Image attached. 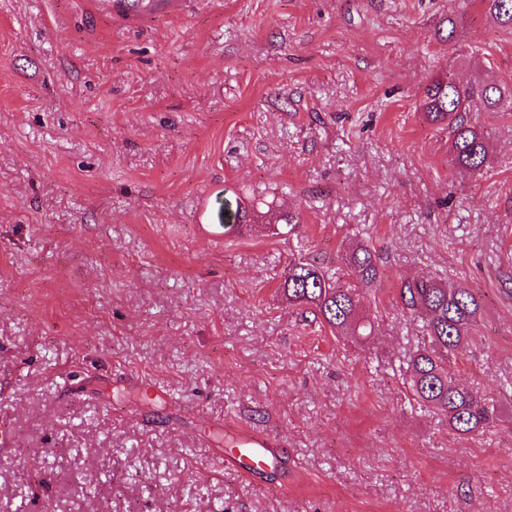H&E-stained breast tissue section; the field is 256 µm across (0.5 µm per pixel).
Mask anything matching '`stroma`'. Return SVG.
<instances>
[{"label":"stroma","mask_w":512,"mask_h":512,"mask_svg":"<svg viewBox=\"0 0 512 512\" xmlns=\"http://www.w3.org/2000/svg\"><path fill=\"white\" fill-rule=\"evenodd\" d=\"M512 91L482 0H0V512H512V109L482 174L419 104L443 72ZM299 213L225 232L219 199ZM205 212L206 223L195 216ZM363 241L368 338L280 284ZM470 288L448 375L498 418L414 399L402 281ZM288 455L256 477L218 451Z\"/></svg>","instance_id":"35a3bbf8"}]
</instances>
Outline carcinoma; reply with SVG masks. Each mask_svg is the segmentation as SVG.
I'll list each match as a JSON object with an SVG mask.
<instances>
[{
  "instance_id": "carcinoma-1",
  "label": "carcinoma",
  "mask_w": 512,
  "mask_h": 512,
  "mask_svg": "<svg viewBox=\"0 0 512 512\" xmlns=\"http://www.w3.org/2000/svg\"><path fill=\"white\" fill-rule=\"evenodd\" d=\"M488 13L501 25L512 26V0H482ZM505 88L493 83L463 85L451 74L433 79L425 88L420 108L425 118L448 125L451 135L450 164L471 173L481 171L488 159L489 144L483 132L470 124L473 109H496ZM224 231L241 230L251 213L249 205L220 203ZM349 280L324 269L318 257L300 258L288 264L280 288L293 306L312 309L324 322L347 336L367 337L373 323L360 316V289L379 278L376 255L357 246L342 256ZM404 308L426 319L431 345L411 358V388L416 400L448 418L458 434L476 433L495 416V404L479 391L448 378V357L463 347L479 311L476 296L466 287L448 288L434 280L415 279L400 288Z\"/></svg>"
}]
</instances>
